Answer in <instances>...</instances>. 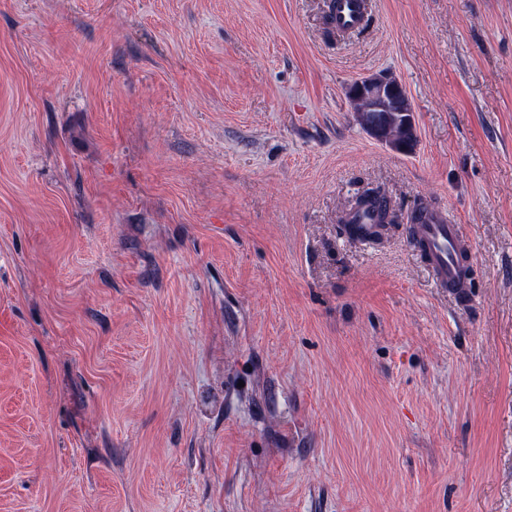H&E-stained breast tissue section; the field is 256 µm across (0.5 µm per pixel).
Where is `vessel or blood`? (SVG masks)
<instances>
[{
	"label": "vessel or blood",
	"mask_w": 512,
	"mask_h": 512,
	"mask_svg": "<svg viewBox=\"0 0 512 512\" xmlns=\"http://www.w3.org/2000/svg\"><path fill=\"white\" fill-rule=\"evenodd\" d=\"M370 21L365 0H331L328 22L335 31L349 34ZM421 254L430 268L436 287L465 302L470 293L468 243L450 213L428 209L414 227Z\"/></svg>",
	"instance_id": "b4317fda"
}]
</instances>
